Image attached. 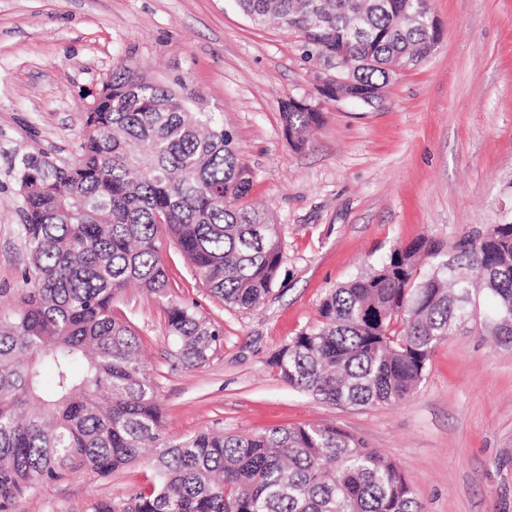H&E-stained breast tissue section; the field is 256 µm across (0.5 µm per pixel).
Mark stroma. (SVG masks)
Returning <instances> with one entry per match:
<instances>
[{"mask_svg": "<svg viewBox=\"0 0 512 512\" xmlns=\"http://www.w3.org/2000/svg\"><path fill=\"white\" fill-rule=\"evenodd\" d=\"M442 41L404 69L374 106L323 101L298 33L255 24L235 0H0V290L22 284L18 160L40 150L78 157L84 98L117 65H133L216 112L253 173L250 200L281 232L283 260L252 309L210 297L178 248L162 259L171 288L130 287L113 310L130 321L166 436L204 428L254 434L281 424L335 425L393 460L422 512H512V345L497 342L480 294L474 318L435 350L406 401L339 407L296 391L269 359L313 327L323 299L400 245L451 250L489 224H512V0H432ZM322 104L303 148L279 103ZM197 307L224 335L208 361L182 364L166 309ZM149 458L102 478L38 484L13 512H95L146 485Z\"/></svg>", "mask_w": 512, "mask_h": 512, "instance_id": "1", "label": "stroma"}]
</instances>
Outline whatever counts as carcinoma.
I'll return each mask as SVG.
<instances>
[{
  "label": "carcinoma",
  "instance_id": "obj_1",
  "mask_svg": "<svg viewBox=\"0 0 512 512\" xmlns=\"http://www.w3.org/2000/svg\"><path fill=\"white\" fill-rule=\"evenodd\" d=\"M260 24L296 29L308 59L342 53L357 89L382 90L425 59L431 0H237ZM78 162L20 159L24 287L0 310V512L66 472H112L156 449L153 480L96 512H421L389 458L338 426L260 434L200 430L172 440L127 321L112 313L130 284L163 297L172 241L224 304L249 309L282 263L278 225L246 199L252 175L214 113L140 71L117 67L90 100ZM296 147L322 113L280 102ZM512 343V224H491L452 254L422 238L334 289L315 327L269 360L288 386L328 404H399L420 386L437 346L472 316L474 291ZM189 367L223 330L193 307L166 310Z\"/></svg>",
  "mask_w": 512,
  "mask_h": 512
}]
</instances>
